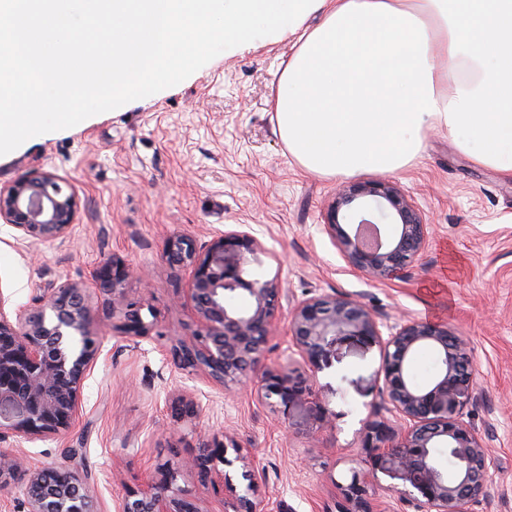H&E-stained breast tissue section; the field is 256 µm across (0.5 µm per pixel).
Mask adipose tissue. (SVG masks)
Wrapping results in <instances>:
<instances>
[{
  "instance_id": "adipose-tissue-1",
  "label": "adipose tissue",
  "mask_w": 512,
  "mask_h": 512,
  "mask_svg": "<svg viewBox=\"0 0 512 512\" xmlns=\"http://www.w3.org/2000/svg\"><path fill=\"white\" fill-rule=\"evenodd\" d=\"M259 30L299 45L275 115L302 168L394 173L435 129L512 176V0H0V146L79 122L85 91L149 96Z\"/></svg>"
}]
</instances>
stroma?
<instances>
[{
    "mask_svg": "<svg viewBox=\"0 0 512 512\" xmlns=\"http://www.w3.org/2000/svg\"><path fill=\"white\" fill-rule=\"evenodd\" d=\"M297 48L264 37L249 51L215 47L148 98L92 108L86 120L19 136L0 154V186L49 171L68 179L81 201L62 242L22 243L0 224V290L29 305L57 280L92 284L116 257L139 273L128 296L154 315L149 337L129 339L98 309L103 347L81 391L79 422L61 438L4 435L0 450L37 467L67 461L97 512H122L129 492L223 432L253 461L263 512H337L355 473L374 512H416L399 497L403 474L386 472L363 446L369 421L394 420L381 397V347L340 342L329 366L312 372L288 342L298 302L348 295L384 324L441 323L470 340L477 384L466 419L496 461L490 495L471 512H512V179L477 165L447 133L430 132L423 155L392 176L431 224L429 245L405 277L367 282L323 229L338 178L301 168L278 132L279 77ZM224 231L249 232L264 246L245 278L281 283L264 369L313 376L312 395L289 406L266 397L261 371L228 390L170 351L192 336L197 318L190 273L166 263L165 245L177 234L201 245ZM183 398L197 404L194 417L177 414ZM223 472L216 465L204 479L182 470L174 487L202 512H224Z\"/></svg>",
    "mask_w": 512,
    "mask_h": 512,
    "instance_id": "1",
    "label": "stroma"
}]
</instances>
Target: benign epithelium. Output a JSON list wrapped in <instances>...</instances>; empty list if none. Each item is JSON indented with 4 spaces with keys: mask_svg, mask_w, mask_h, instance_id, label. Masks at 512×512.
<instances>
[{
    "mask_svg": "<svg viewBox=\"0 0 512 512\" xmlns=\"http://www.w3.org/2000/svg\"><path fill=\"white\" fill-rule=\"evenodd\" d=\"M80 206L76 189L52 172L23 175L0 187V224L15 231V240L51 242L66 239ZM394 226L382 238L372 214ZM323 226L348 266L369 282L403 277L428 247L430 225L397 183L388 179L349 182L336 189L322 214ZM262 252L259 241L244 231L219 233L199 247L184 235L170 238L164 256L169 265L190 271V300L198 328L171 351L180 364L228 388L258 364L277 327L281 297L276 280L244 278V265ZM131 267L112 259L96 274L102 304L120 308L116 332L145 338L152 324L143 305L125 297ZM95 306L89 287L69 279L50 284L28 307H15L0 289V431L24 441L58 437L79 420L80 392L95 365L102 338L93 329ZM350 296H315L294 306L289 342L313 369L329 364L336 343L353 337L384 346L382 399L398 416L401 429L374 421L364 447L388 459L406 475L402 491L421 512H470L489 493L492 458L482 438L464 419L473 397L475 374L470 342L445 325L409 320L387 326ZM428 348L439 370L425 385L414 383L411 355ZM266 395L284 406L309 393L308 380L268 370ZM235 457H227L228 449ZM454 461L443 468L437 449ZM227 467L242 463L237 489L224 474V512H262L253 498L255 469L235 442L215 435L195 457L161 471V478L143 492L127 496L123 512H200L197 504L173 490L177 471L186 468L205 478L214 461ZM27 500L28 512H94L83 479L68 465L28 468L13 454L0 453V491L15 482ZM350 507L343 512H371L358 475L343 489Z\"/></svg>",
    "mask_w": 512,
    "mask_h": 512,
    "instance_id": "7a95c632",
    "label": "benign epithelium"
}]
</instances>
